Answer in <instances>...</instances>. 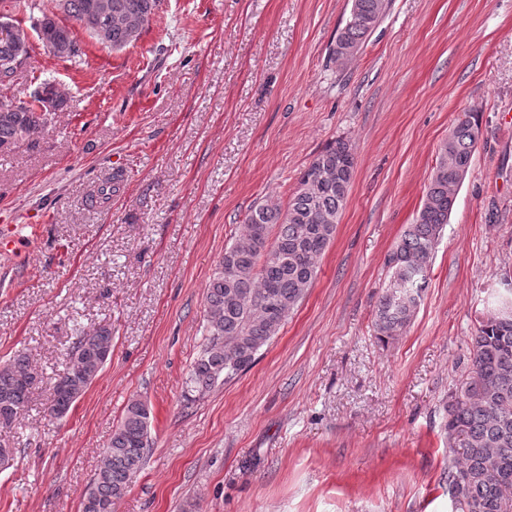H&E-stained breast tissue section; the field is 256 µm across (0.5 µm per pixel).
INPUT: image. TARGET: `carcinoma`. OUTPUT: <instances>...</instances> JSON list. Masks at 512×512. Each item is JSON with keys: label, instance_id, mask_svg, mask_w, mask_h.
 Listing matches in <instances>:
<instances>
[{"label": "carcinoma", "instance_id": "cac0c4a2", "mask_svg": "<svg viewBox=\"0 0 512 512\" xmlns=\"http://www.w3.org/2000/svg\"><path fill=\"white\" fill-rule=\"evenodd\" d=\"M94 0H57L65 20L78 21ZM112 22L86 32L121 50L136 43L162 9L163 0H111ZM391 0H351L335 50L357 53L386 16ZM44 46L70 61L82 51L74 31L44 12L32 21ZM14 48L0 43V86L7 87L26 65L12 66ZM52 83L44 81L31 101L0 100V149L30 138L46 117L40 114ZM482 138L479 116L465 112L441 145L425 188L422 207L386 258L387 287L373 313L376 335L394 340L416 317L430 260L455 195L467 176ZM356 168L350 141L325 147L302 173L287 208L266 201L251 208L242 233L210 277L205 307L206 342L185 381L188 401L247 370L278 334L288 314L304 299L317 276L315 260L334 239ZM275 236H270L272 228ZM112 346V329L99 327L77 337L65 372L50 379L48 413L66 416L104 367L101 350ZM467 381L448 404V440L460 444V457L448 470L455 512H512V292L497 298L471 338ZM44 382L29 356L19 352L0 365V428H10L26 412L31 394ZM152 445L150 412L131 399L103 448V464L81 503L80 512H108L127 492Z\"/></svg>", "mask_w": 512, "mask_h": 512}]
</instances>
